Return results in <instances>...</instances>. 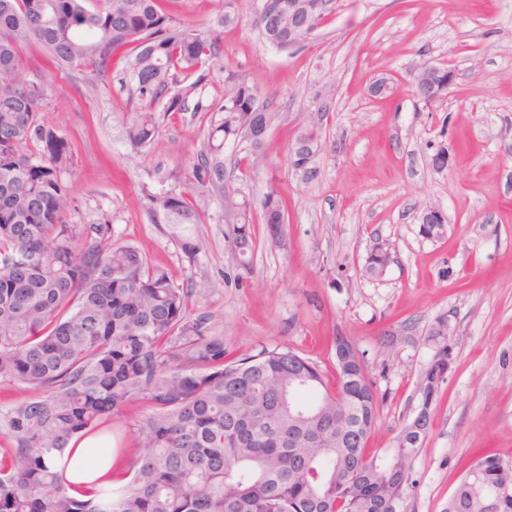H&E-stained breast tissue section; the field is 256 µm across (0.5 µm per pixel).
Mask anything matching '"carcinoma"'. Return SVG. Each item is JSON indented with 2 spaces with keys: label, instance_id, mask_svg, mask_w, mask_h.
<instances>
[{
  "label": "carcinoma",
  "instance_id": "obj_1",
  "mask_svg": "<svg viewBox=\"0 0 512 512\" xmlns=\"http://www.w3.org/2000/svg\"><path fill=\"white\" fill-rule=\"evenodd\" d=\"M259 2L269 3L256 14L260 34L288 51L314 34L333 0ZM33 39L63 68L132 75L137 104L125 136L134 152L156 141L161 115L201 108L192 99L218 55L215 37L181 24L160 0H0V382L28 391L0 409V512H398L448 371V339L433 332L440 346L419 379L421 418L380 460L365 455L377 394L346 337L335 340L332 392L318 366L290 350L226 361L224 337L187 312V293L165 268L113 243L108 224L68 223L63 173L73 157L38 119L45 89L22 64ZM412 86L439 98L448 69L423 67ZM219 111L211 159L191 165L184 190L146 194L152 223L182 232L203 223L208 187L224 180V147L260 148L277 116L231 70ZM321 149L319 128L303 127L290 145L293 167L311 172ZM222 200L236 215L231 243L249 275L255 217L280 247L286 208L272 187L252 198L226 187ZM388 261L377 250L366 272L380 274ZM135 402L147 406L134 427L144 452L118 494L66 484L54 456L74 439L112 438V419ZM505 484L512 460L479 456L455 489V512H485Z\"/></svg>",
  "mask_w": 512,
  "mask_h": 512
}]
</instances>
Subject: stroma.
<instances>
[{"label": "stroma", "mask_w": 512, "mask_h": 512, "mask_svg": "<svg viewBox=\"0 0 512 512\" xmlns=\"http://www.w3.org/2000/svg\"><path fill=\"white\" fill-rule=\"evenodd\" d=\"M189 28L213 30L220 53L206 68L200 112L162 118L157 140L132 152L123 115L133 101L117 78L59 69L36 42L24 49L29 79L44 85L40 115L68 143L73 166L69 223L108 224L188 292L192 315L210 319L230 358L292 350L333 381L334 339L347 337L378 395L368 456L386 455L418 411L417 385L432 361V332L447 319L451 365L430 408L431 428L410 471L406 512H445L477 454L512 459V0H335L302 47L267 46L256 0H167ZM231 24H223V17ZM427 65L454 68L445 97L419 100L407 85ZM256 83L278 117L256 170L224 150V181L242 194L274 188L288 209L287 249L253 227V273L241 277L218 190L208 194L201 240L186 253L168 224L152 223L144 191H180L218 124L224 75ZM390 81L385 95L371 83ZM317 123L323 148L302 179L289 147L302 123ZM448 150V167L431 158ZM440 207L434 238L419 216ZM390 251L382 275L366 273L375 243ZM133 404L112 424V454L141 453Z\"/></svg>", "instance_id": "obj_1"}]
</instances>
